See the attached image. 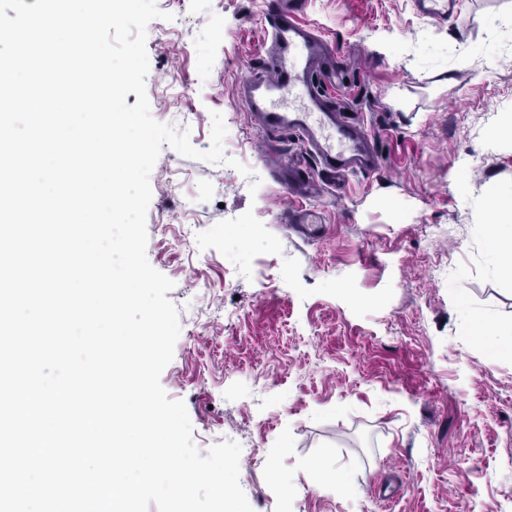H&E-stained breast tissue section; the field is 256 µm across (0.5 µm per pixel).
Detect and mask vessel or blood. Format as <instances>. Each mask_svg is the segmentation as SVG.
I'll use <instances>...</instances> for the list:
<instances>
[{"label":"vessel or blood","mask_w":512,"mask_h":512,"mask_svg":"<svg viewBox=\"0 0 512 512\" xmlns=\"http://www.w3.org/2000/svg\"><path fill=\"white\" fill-rule=\"evenodd\" d=\"M307 4L308 0H269L270 48L262 68L242 83L244 101L269 130L298 136L329 173L349 166L373 169L375 157L362 151L365 129L324 104L317 62L333 59L336 50L301 22ZM275 178L290 196L300 198L309 192L300 171L281 169Z\"/></svg>","instance_id":"1"}]
</instances>
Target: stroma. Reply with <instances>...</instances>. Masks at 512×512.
Segmentation results:
<instances>
[{"label":"stroma","mask_w":512,"mask_h":512,"mask_svg":"<svg viewBox=\"0 0 512 512\" xmlns=\"http://www.w3.org/2000/svg\"><path fill=\"white\" fill-rule=\"evenodd\" d=\"M266 2L156 0L174 19L147 27L152 117L203 151L221 113L240 163L166 146L150 174L147 259L180 323L161 385L200 451L244 447L253 512H512V356L469 329L512 324L485 240L512 195V0H308L340 50L331 104L379 154L337 181L242 101ZM283 162L320 232L281 223ZM275 178L290 196L306 197L308 195L309 181L302 178L301 171L290 168L277 169Z\"/></svg>","instance_id":"stroma-1"}]
</instances>
